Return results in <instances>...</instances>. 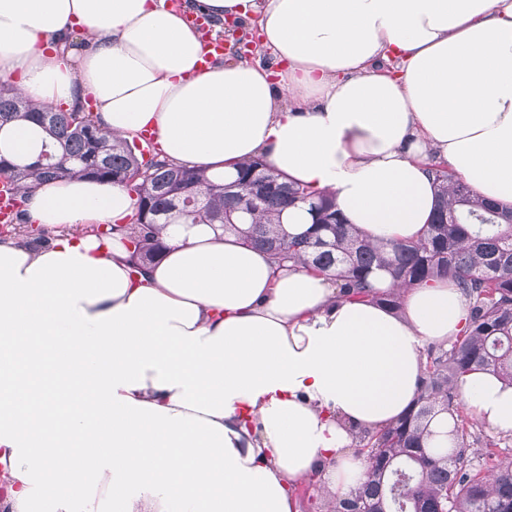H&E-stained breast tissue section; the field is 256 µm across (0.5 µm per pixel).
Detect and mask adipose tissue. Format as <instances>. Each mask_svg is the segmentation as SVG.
Masks as SVG:
<instances>
[{
    "mask_svg": "<svg viewBox=\"0 0 512 512\" xmlns=\"http://www.w3.org/2000/svg\"><path fill=\"white\" fill-rule=\"evenodd\" d=\"M212 36L258 27L262 64L206 59ZM0 78L33 104L94 101L101 128L156 133L172 162L214 181L256 156L331 191L376 243L418 240L440 160L512 206V0H0ZM50 144L0 125V157ZM121 183L63 177L25 200L29 223L67 228L30 247L0 240V457L10 512H300L312 472L344 494L358 433L413 403L427 346L465 326L447 280L400 310L342 297L333 279L276 264L217 224H168L136 273ZM467 410L512 434V386L461 384Z\"/></svg>",
    "mask_w": 512,
    "mask_h": 512,
    "instance_id": "1",
    "label": "adipose tissue"
}]
</instances>
